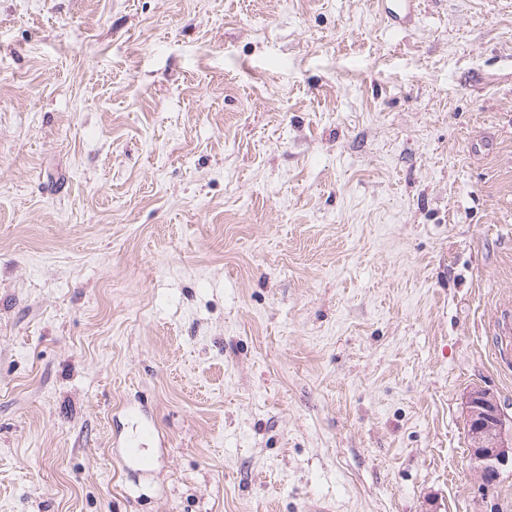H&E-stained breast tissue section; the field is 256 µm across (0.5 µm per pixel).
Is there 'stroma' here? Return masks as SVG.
Instances as JSON below:
<instances>
[{
  "label": "stroma",
  "mask_w": 512,
  "mask_h": 512,
  "mask_svg": "<svg viewBox=\"0 0 512 512\" xmlns=\"http://www.w3.org/2000/svg\"><path fill=\"white\" fill-rule=\"evenodd\" d=\"M510 314L512 6L0 0V512H512ZM386 17L395 25H400L404 19H410L414 12L421 10L420 0H384ZM403 16V17H402ZM470 460L485 482L495 480L502 467H512L511 426L498 400L482 388L472 389L466 398ZM509 434H508V432ZM153 438V428L143 425L134 439L126 443L123 450L125 458L145 473L151 472L154 465L153 458L144 451L146 442Z\"/></svg>",
  "instance_id": "35a3bbf8"
}]
</instances>
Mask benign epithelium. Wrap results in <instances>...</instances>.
Returning <instances> with one entry per match:
<instances>
[{
    "instance_id": "obj_1",
    "label": "benign epithelium",
    "mask_w": 512,
    "mask_h": 512,
    "mask_svg": "<svg viewBox=\"0 0 512 512\" xmlns=\"http://www.w3.org/2000/svg\"><path fill=\"white\" fill-rule=\"evenodd\" d=\"M470 460L480 477L490 482L502 467L512 463V436L507 417L498 400L482 388L472 389L466 398Z\"/></svg>"
}]
</instances>
